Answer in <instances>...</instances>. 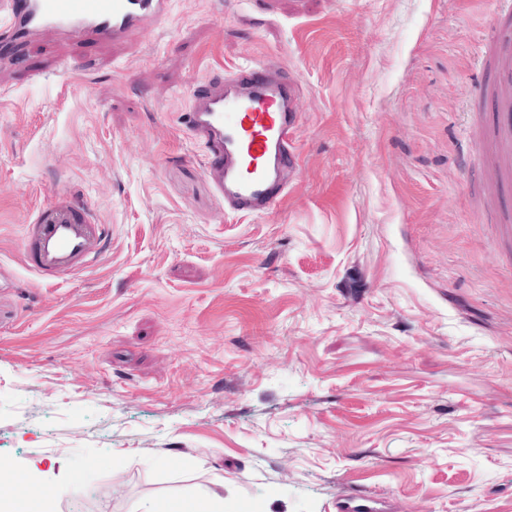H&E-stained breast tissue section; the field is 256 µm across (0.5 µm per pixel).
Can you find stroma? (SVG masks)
<instances>
[{
    "label": "stroma",
    "instance_id": "stroma-1",
    "mask_svg": "<svg viewBox=\"0 0 512 512\" xmlns=\"http://www.w3.org/2000/svg\"><path fill=\"white\" fill-rule=\"evenodd\" d=\"M489 0H173L138 45L43 33L0 69V456L67 459L46 512L209 490L250 512H512V173ZM301 82L300 171L228 214L190 78ZM64 200L103 254L47 280ZM107 242L103 224L90 223L83 211L53 205L38 224H28L24 245L28 261L40 274L57 277L87 266ZM335 512H394V502L385 497L359 495L345 491L336 494L332 504Z\"/></svg>",
    "mask_w": 512,
    "mask_h": 512
}]
</instances>
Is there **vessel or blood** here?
Here are the masks:
<instances>
[{"instance_id":"1","label":"vessel or blood","mask_w":512,"mask_h":512,"mask_svg":"<svg viewBox=\"0 0 512 512\" xmlns=\"http://www.w3.org/2000/svg\"><path fill=\"white\" fill-rule=\"evenodd\" d=\"M171 0H0V40H32L45 28L84 40L105 36L138 43L166 21ZM298 80L253 60L193 89L185 125L205 150V177L225 209L253 215L273 209L298 174L293 133L301 119ZM107 242L103 225L83 211L54 205L28 225L24 245L40 274L57 277L87 266ZM335 512H395L391 499L338 493Z\"/></svg>"}]
</instances>
